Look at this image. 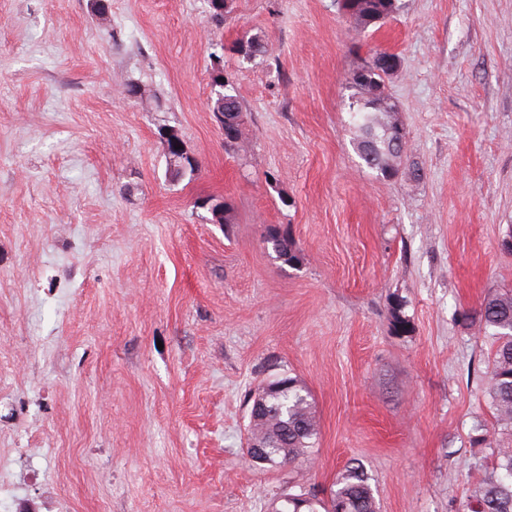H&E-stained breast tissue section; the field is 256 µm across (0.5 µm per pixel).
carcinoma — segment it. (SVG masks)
<instances>
[{
  "label": "carcinoma",
  "instance_id": "cac0c4a2",
  "mask_svg": "<svg viewBox=\"0 0 512 512\" xmlns=\"http://www.w3.org/2000/svg\"><path fill=\"white\" fill-rule=\"evenodd\" d=\"M397 0H342L341 7L365 31L391 16ZM388 67L369 68V83L353 82L355 92L348 104L350 122L357 136L355 148L365 166L383 178L398 171L397 159L403 150L392 148L397 126L384 109L385 79ZM224 113V143L234 146L241 135V104L232 112L227 104H216ZM175 174L195 170V160L174 148L167 150ZM275 258L286 263L297 261V248L289 234L268 241ZM478 334L490 346L487 358L488 381L484 397L494 415L490 428L478 424L475 441L491 450L488 467L461 505V512H512V289H495L481 303ZM277 389L267 398V413L249 426V440L260 442L271 467L294 465L309 457L317 444L319 429L312 411L311 395L295 376L276 381ZM270 512H379L370 478L362 464L352 461L336 476L334 488L325 499L310 490L284 494L273 500Z\"/></svg>",
  "mask_w": 512,
  "mask_h": 512
}]
</instances>
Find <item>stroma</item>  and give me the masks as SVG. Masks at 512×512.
Returning a JSON list of instances; mask_svg holds the SVG:
<instances>
[{"mask_svg":"<svg viewBox=\"0 0 512 512\" xmlns=\"http://www.w3.org/2000/svg\"><path fill=\"white\" fill-rule=\"evenodd\" d=\"M103 4L0 0V449H35L30 507L266 512L356 459L381 512H457L492 421L489 346L459 315L512 289V0H399L364 33L336 0ZM244 36L265 53L233 52ZM376 49L401 59L392 179L346 108ZM166 129L195 172L173 174ZM273 226L298 264L270 256ZM280 374L320 434L310 463L272 468L244 438ZM215 87L219 88L214 89L215 96L222 98L224 104H220L219 99H217L214 112H218L217 120L222 131H224V143H226L228 146H234L238 143L241 135L240 126L242 107L236 94H233L235 91L228 79H224L223 84L221 81L215 82ZM228 97H234L236 99V112H231L228 108L226 104V99ZM221 112H224V114Z\"/></svg>","mask_w":512,"mask_h":512,"instance_id":"1","label":"stroma"}]
</instances>
